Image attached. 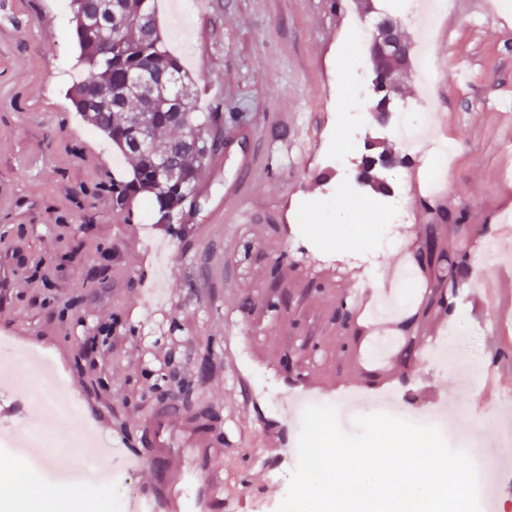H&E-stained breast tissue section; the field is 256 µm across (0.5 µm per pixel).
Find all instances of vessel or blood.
I'll use <instances>...</instances> for the list:
<instances>
[{
    "label": "vessel or blood",
    "mask_w": 512,
    "mask_h": 512,
    "mask_svg": "<svg viewBox=\"0 0 512 512\" xmlns=\"http://www.w3.org/2000/svg\"><path fill=\"white\" fill-rule=\"evenodd\" d=\"M95 470L58 465L56 476L75 486L118 483L148 472L149 480L126 503L125 512H222L224 470L215 461L224 454V435L206 413L170 400L155 406L138 425L140 447L125 448L99 434Z\"/></svg>",
    "instance_id": "obj_1"
}]
</instances>
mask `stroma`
Listing matches in <instances>:
<instances>
[{
  "label": "stroma",
  "instance_id": "1",
  "mask_svg": "<svg viewBox=\"0 0 512 512\" xmlns=\"http://www.w3.org/2000/svg\"><path fill=\"white\" fill-rule=\"evenodd\" d=\"M496 0H452L431 36L433 102L418 76L399 86L405 112L429 107L436 133L453 141L441 190L426 191L420 161L429 142L390 171L409 218L398 249L344 241L350 212L377 225L381 194L362 193L339 156L363 153L348 132L366 97L370 8L402 18L411 48L419 31L409 0H158L170 51L201 74L197 105L224 115L232 146L211 156L197 194L176 223L157 224L142 201L113 208L110 186L131 163L93 130L70 99L78 47L65 0H0V338L34 379L30 358L48 356L81 414L106 436L137 447V420L170 399L205 409L224 431V499L232 512H275L288 484L269 469L296 450L299 425L284 402L295 394L357 393L398 400L406 419L458 401L470 409L453 431L483 432L498 398L512 396V346L496 323L512 320V10ZM256 150L241 210L212 223L214 202ZM437 250L421 260V238ZM409 264L420 282L401 316L369 321L375 277ZM460 282L458 294L441 283ZM449 360L423 355L449 324ZM392 336L386 358L367 356ZM110 369L90 367L88 353ZM20 392L0 389V427L48 429L78 442L66 417L44 423Z\"/></svg>",
  "mask_w": 512,
  "mask_h": 512
}]
</instances>
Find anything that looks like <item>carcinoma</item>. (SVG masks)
<instances>
[{
  "label": "carcinoma",
  "instance_id": "carcinoma-1",
  "mask_svg": "<svg viewBox=\"0 0 512 512\" xmlns=\"http://www.w3.org/2000/svg\"><path fill=\"white\" fill-rule=\"evenodd\" d=\"M120 2L121 29L108 42L81 23L83 18L96 17L101 0H71L82 74L72 85L70 99L93 129L134 160L127 178L112 182L113 204L127 209L142 196L152 204L157 223L172 224L182 204L196 194L198 172L220 146L213 134L215 116L197 109L196 82L165 46L156 0ZM150 69L178 76L171 94L182 112V125L172 120L160 101L145 115L144 98L129 91L128 78ZM140 125L150 136L149 148L137 149L128 141L129 133ZM162 155L177 171L178 178L171 183L159 176Z\"/></svg>",
  "mask_w": 512,
  "mask_h": 512
}]
</instances>
